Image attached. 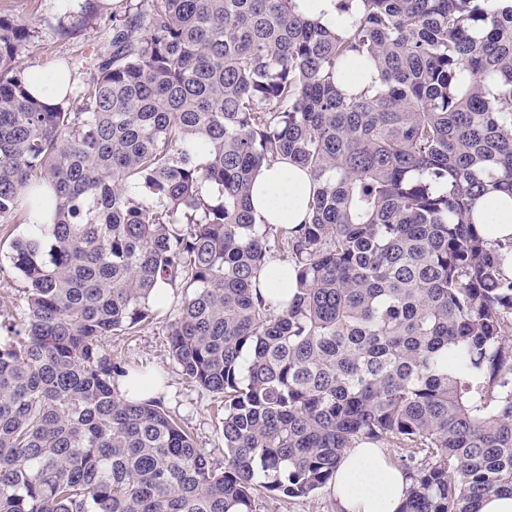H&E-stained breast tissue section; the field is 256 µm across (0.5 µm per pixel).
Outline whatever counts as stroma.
<instances>
[{"label":"stroma","mask_w":512,"mask_h":512,"mask_svg":"<svg viewBox=\"0 0 512 512\" xmlns=\"http://www.w3.org/2000/svg\"><path fill=\"white\" fill-rule=\"evenodd\" d=\"M0 16L35 27L32 67H65L79 82L107 44L112 25L104 15L82 20L77 0H0ZM26 232L27 226L20 218L0 224V324L19 320L27 312L26 285L7 258L11 240ZM180 309L181 296L172 292L153 324L130 335L107 337L105 344L114 361L162 376L167 391L161 400L166 410L192 432L198 447L209 453L213 463L220 465L224 462V437L216 420L215 398L189 383L170 356L169 326L178 319ZM254 512H336V503L326 489L309 498L260 492L255 496Z\"/></svg>","instance_id":"obj_1"}]
</instances>
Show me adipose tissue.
Here are the masks:
<instances>
[{"label":"adipose tissue","instance_id":"ef3b65f1","mask_svg":"<svg viewBox=\"0 0 512 512\" xmlns=\"http://www.w3.org/2000/svg\"><path fill=\"white\" fill-rule=\"evenodd\" d=\"M312 188L309 173L282 159L262 167L251 196L257 223L296 225L308 216ZM481 232L489 239L512 236V198L494 193L476 208ZM410 481L383 449L360 444L347 449L337 467L331 492L336 512H397Z\"/></svg>","mask_w":512,"mask_h":512}]
</instances>
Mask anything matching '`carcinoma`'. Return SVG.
I'll return each mask as SVG.
<instances>
[{
  "label": "carcinoma",
  "mask_w": 512,
  "mask_h": 512,
  "mask_svg": "<svg viewBox=\"0 0 512 512\" xmlns=\"http://www.w3.org/2000/svg\"><path fill=\"white\" fill-rule=\"evenodd\" d=\"M119 0L80 107L29 91L34 31L0 17V223L28 313L0 344V512H254L343 452L399 449L397 512L512 491V276L477 201L512 197V0ZM377 86L342 89L353 67ZM286 158L308 220L258 224ZM296 272L283 307L259 273ZM188 379L224 396V465L104 340L166 307ZM336 0H297L298 9L319 20L328 28L337 29L343 16L339 13Z\"/></svg>",
  "instance_id": "cac0c4a2"
}]
</instances>
